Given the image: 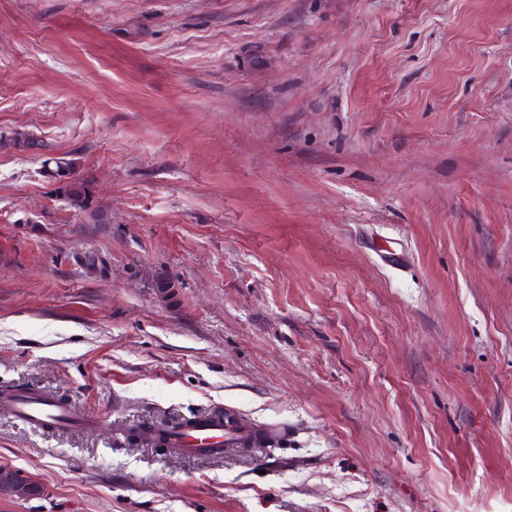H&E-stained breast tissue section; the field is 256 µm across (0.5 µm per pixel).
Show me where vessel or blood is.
Returning <instances> with one entry per match:
<instances>
[{"label": "vessel or blood", "instance_id": "b4317fda", "mask_svg": "<svg viewBox=\"0 0 512 512\" xmlns=\"http://www.w3.org/2000/svg\"><path fill=\"white\" fill-rule=\"evenodd\" d=\"M5 402L15 417L40 430H86L98 423L97 417L76 409L64 400L26 389L14 390L6 396ZM242 435V430L225 428L223 418L215 414L193 419L162 437L151 428L139 431L140 439L145 442H162L174 454L188 457L223 455L225 446Z\"/></svg>", "mask_w": 512, "mask_h": 512}]
</instances>
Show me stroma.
<instances>
[{
	"label": "stroma",
	"mask_w": 512,
	"mask_h": 512,
	"mask_svg": "<svg viewBox=\"0 0 512 512\" xmlns=\"http://www.w3.org/2000/svg\"><path fill=\"white\" fill-rule=\"evenodd\" d=\"M14 132L107 219L0 151V393L101 423L0 512H512V0H0ZM47 163H51V167L63 165L70 171V178L64 182L57 183L59 185L58 190L62 192L71 208L77 212L86 213L89 221L97 224L100 211L90 206L91 188L86 181L75 175L74 160L66 157H52L44 160V164L46 165ZM186 425L168 431V433L159 439L156 431L151 428L138 429L139 438L145 443L159 442L165 448L172 450L179 456L197 457V456H222L226 452L237 451V448H253L250 441H237L239 437L246 436L250 430L243 429H224V419L222 416L208 414L203 417L194 418ZM229 443H232L228 445ZM225 448H232L224 450Z\"/></svg>",
	"instance_id": "obj_1"
}]
</instances>
